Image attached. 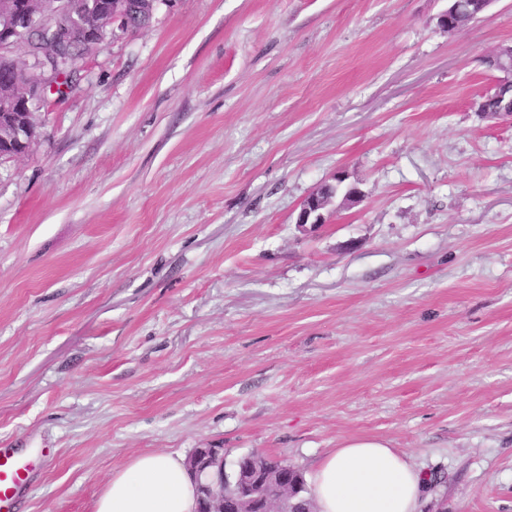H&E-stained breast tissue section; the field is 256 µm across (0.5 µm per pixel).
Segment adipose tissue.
<instances>
[{"mask_svg": "<svg viewBox=\"0 0 512 512\" xmlns=\"http://www.w3.org/2000/svg\"><path fill=\"white\" fill-rule=\"evenodd\" d=\"M423 469L387 440L359 436L328 452L308 477L316 512H420ZM197 484L181 457L151 452L113 472L93 512H196Z\"/></svg>", "mask_w": 512, "mask_h": 512, "instance_id": "adipose-tissue-1", "label": "adipose tissue"}]
</instances>
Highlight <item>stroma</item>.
<instances>
[{"label":"stroma","instance_id":"35a3bbf8","mask_svg":"<svg viewBox=\"0 0 512 512\" xmlns=\"http://www.w3.org/2000/svg\"><path fill=\"white\" fill-rule=\"evenodd\" d=\"M171 0L0 160V445L17 512L220 448L310 472L368 435L423 512H512V0ZM343 173L323 224L299 205ZM485 106L492 112H506L512 116V88L510 86H498L494 92L484 95ZM31 466L17 448L0 446V511L14 512V504L29 486Z\"/></svg>","mask_w":512,"mask_h":512}]
</instances>
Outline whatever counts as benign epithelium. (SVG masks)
Returning <instances> with one entry per match:
<instances>
[{"label": "benign epithelium", "mask_w": 512, "mask_h": 512, "mask_svg": "<svg viewBox=\"0 0 512 512\" xmlns=\"http://www.w3.org/2000/svg\"><path fill=\"white\" fill-rule=\"evenodd\" d=\"M171 0H82L77 8L74 0H5L0 4V55L13 56L17 48H27L36 33L48 31L57 19L67 21L65 28L51 31L52 43L73 39L97 48L109 33L128 32L130 16L136 12L153 15L158 4ZM489 65L512 74V46L501 47L488 57ZM54 69L43 59L28 57L27 63L14 67L12 78L0 82V142L10 150L0 152V159L26 154L38 137L34 114L44 97V86L54 84ZM324 205L318 195L309 196L299 211L297 225L322 223ZM188 470L200 480L198 495L201 512H274L279 497L286 488L287 476L282 469L258 468L253 464L235 473L239 495L224 498V449L198 448L187 461Z\"/></svg>", "instance_id": "7a95c632"}]
</instances>
